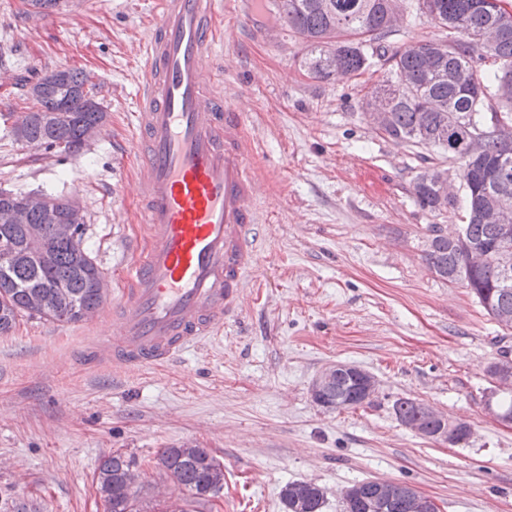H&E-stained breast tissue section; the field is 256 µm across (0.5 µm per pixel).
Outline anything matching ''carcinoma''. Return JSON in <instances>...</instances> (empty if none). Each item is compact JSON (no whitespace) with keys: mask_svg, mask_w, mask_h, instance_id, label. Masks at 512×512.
<instances>
[{"mask_svg":"<svg viewBox=\"0 0 512 512\" xmlns=\"http://www.w3.org/2000/svg\"><path fill=\"white\" fill-rule=\"evenodd\" d=\"M392 2L282 0L278 19L307 45L308 53L302 59L307 74L325 81L335 71L356 75L369 67V53L377 52L393 32ZM433 2L437 5L436 25L448 31V52L432 66L426 64L416 43L393 53L388 58L391 76L407 80L408 92L396 96L378 86L365 95L364 105L388 113L383 134L414 146L434 147L433 135L438 129L453 130L456 138L448 140L444 150L468 169V180L463 202L450 200L448 208L462 212L468 243L490 250L499 239V225L483 223L478 210L499 201L512 205V167L508 185L500 184L495 176L498 165L512 163V18L504 35L483 55L474 42L508 13L503 0ZM487 61L492 67L481 68ZM89 82L85 72L66 70L64 85L33 100V113L25 118L19 139L68 154L79 152L85 127L100 118V113L86 111L80 104L83 96L90 94L86 89ZM492 96L499 100L498 112L504 122L497 135L485 143L481 155L468 158L462 135L483 126L485 101ZM50 114L54 119L49 123L45 117ZM437 175L436 169L426 170L413 185L416 204L432 212L441 207L434 189ZM30 223L44 232L46 252L40 257L28 254L24 246L28 225H0V335L11 332L22 317L78 323L82 312L94 313L104 302L95 288L102 273L82 239L58 237L51 218L40 212L31 214ZM425 260L438 277L465 284L492 318L501 312L512 313V283H501L492 262L470 267L463 247L442 235L432 239ZM338 399L348 409L364 405L349 372L336 375L319 396L324 405ZM393 410L401 421L416 419L408 398L396 400ZM157 465L182 497L172 509L164 510L158 502L152 512H198L199 506L211 504L213 490L224 487V466L206 448H165ZM135 468L136 460L121 453L100 460L95 481L105 512H147L140 493L131 491L137 483ZM281 501L287 512H322L326 496L321 487H309L300 480L284 486ZM0 512L42 510L0 489Z\"/></svg>","mask_w":512,"mask_h":512,"instance_id":"carcinoma-1","label":"carcinoma"}]
</instances>
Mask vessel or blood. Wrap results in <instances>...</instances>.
<instances>
[{
    "label": "vessel or blood",
    "instance_id": "1",
    "mask_svg": "<svg viewBox=\"0 0 512 512\" xmlns=\"http://www.w3.org/2000/svg\"><path fill=\"white\" fill-rule=\"evenodd\" d=\"M229 32L219 0H159L140 55L135 111L138 206L145 239L97 357L159 366L222 333L258 258L253 138L217 90Z\"/></svg>",
    "mask_w": 512,
    "mask_h": 512
}]
</instances>
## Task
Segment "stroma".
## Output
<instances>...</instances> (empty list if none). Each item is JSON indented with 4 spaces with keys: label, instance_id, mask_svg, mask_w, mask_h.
Instances as JSON below:
<instances>
[{
    "label": "stroma",
    "instance_id": "35a3bbf8",
    "mask_svg": "<svg viewBox=\"0 0 512 512\" xmlns=\"http://www.w3.org/2000/svg\"><path fill=\"white\" fill-rule=\"evenodd\" d=\"M157 2L60 0L43 16L0 0V71L13 75L0 93V188L78 195L83 245L109 282L93 325L25 318L0 336V487L44 512H104L103 456L135 457L150 483L162 449L191 444L224 466L220 512H284L280 491L296 480L324 488L323 512H341L340 490L375 478L414 487L440 512H512V424L484 406L487 367L512 355V330L428 269L431 238L461 219L412 195L417 174L460 162L369 122L362 101L388 77L385 59L312 79L299 38L249 23L245 0H223L233 36L219 55L224 92L260 143V252L244 303L220 335L162 366L79 367L113 333L140 239L126 219L137 205L132 113ZM404 5L387 52L442 38L417 0ZM68 68L90 75L108 116L101 134L73 155L15 142L12 114L30 84ZM337 362L377 378L370 404L339 412L314 401L313 380ZM400 398L467 420L468 443L416 435L394 414Z\"/></svg>",
    "mask_w": 512,
    "mask_h": 512
}]
</instances>
